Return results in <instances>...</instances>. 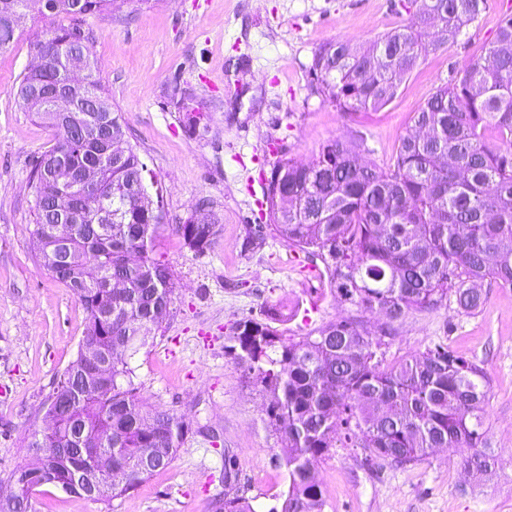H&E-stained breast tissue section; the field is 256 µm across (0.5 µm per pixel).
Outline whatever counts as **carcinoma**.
<instances>
[{"label": "carcinoma", "instance_id": "obj_1", "mask_svg": "<svg viewBox=\"0 0 512 512\" xmlns=\"http://www.w3.org/2000/svg\"><path fill=\"white\" fill-rule=\"evenodd\" d=\"M408 23L352 51L332 40L314 54L310 84L340 112L380 108L398 94L401 78L418 60L455 42L485 9L486 0H413ZM138 11L149 0H0V51L12 45L29 14L66 17L29 43L37 64L25 71L16 99L24 112L48 123L55 145L34 163L33 247L43 268L69 288L86 311L81 342L108 360L99 387L81 389V359L62 374L45 403L46 428L34 429L28 447L43 448V467L13 472L22 489L87 470L93 454L112 453L126 480L111 499L151 478L177 451L186 426L177 416L150 409L138 392L129 359L146 344V332L171 317L173 273L153 257L157 237L170 229L196 255L210 251L222 233L213 203L201 200L180 224H162L160 192L129 141L121 113L94 78L80 80L87 110L72 109L98 127L83 137L52 117L48 88H65L64 58L91 57L88 15L112 4ZM166 104L182 115L191 136L207 131L193 94L173 79ZM365 139L326 142L301 164L280 150L266 178L263 205L273 232L288 247L317 257L319 275L340 281L342 295L359 312L386 321L374 333L359 316L323 323L304 336L284 337L273 306L261 318L235 323L228 350L253 373L268 399V414L282 432L280 458L288 490L270 512H324L315 470L340 444L359 448L365 460L400 465L423 461L436 448L465 447L461 465L486 476L496 463L485 436L491 380L474 361L438 342L409 358L386 359L385 337L409 313L437 309L455 298L471 313L484 299L482 283L512 288V13L500 19L484 60L437 87L413 117L386 168L365 162ZM96 167L104 185L71 227L70 268L57 271L45 258V229L63 220L55 201L67 179L56 167ZM237 457L224 451V512H253L234 492Z\"/></svg>", "mask_w": 512, "mask_h": 512}]
</instances>
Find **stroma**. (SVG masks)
I'll use <instances>...</instances> for the list:
<instances>
[{"label": "stroma", "mask_w": 512, "mask_h": 512, "mask_svg": "<svg viewBox=\"0 0 512 512\" xmlns=\"http://www.w3.org/2000/svg\"><path fill=\"white\" fill-rule=\"evenodd\" d=\"M408 0H150L132 16L86 17L93 34V74L121 113L164 197L163 221L181 223L199 199L215 204L223 233L203 255L163 232L153 255L174 274L172 316L131 361L149 406L176 414L187 431L169 463L135 490L93 500L45 485L27 512H224V453L239 465V494L254 512H269L288 488L279 462L281 434L253 374L226 349L231 326L257 317L268 302L288 313L284 336L353 316L356 306L310 272V258L276 234L247 241L259 223L264 174L286 149L311 161L332 138L364 136L365 161L393 162L400 138L434 89L495 41L512 0H487L455 43L421 57L397 98L363 112H340L316 93L308 69L328 41L356 48L409 19ZM50 24L22 19L12 47L0 53V497L16 493L11 474L31 467L27 447L43 427V406L76 360L86 312L69 288L35 257L28 177L55 143L53 129L15 100L34 63L28 44ZM193 89L210 115L206 133L188 136L178 113L163 108L172 79ZM475 312L455 303L413 312L397 323L388 358L433 343L483 364L492 383L487 438L497 456L492 474L464 470L460 448H438L399 467L366 463L360 450L334 448L316 470L324 512H512V288L485 285Z\"/></svg>", "instance_id": "35a3bbf8"}]
</instances>
